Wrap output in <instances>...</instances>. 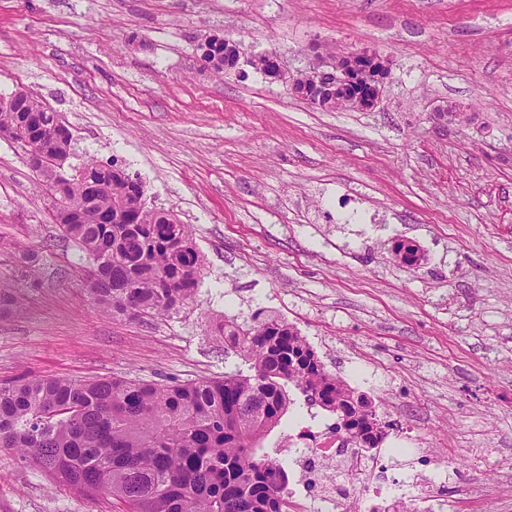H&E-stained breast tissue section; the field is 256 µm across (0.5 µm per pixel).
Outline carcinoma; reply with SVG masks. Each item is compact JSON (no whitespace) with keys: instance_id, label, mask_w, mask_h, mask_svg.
<instances>
[{"instance_id":"1","label":"carcinoma","mask_w":512,"mask_h":512,"mask_svg":"<svg viewBox=\"0 0 512 512\" xmlns=\"http://www.w3.org/2000/svg\"><path fill=\"white\" fill-rule=\"evenodd\" d=\"M217 76L238 68L240 43L209 42ZM35 146V171L59 196L55 222L85 253L88 294L114 318L169 316L193 304L202 259L191 226L147 203L142 181L94 160L64 165L73 135L57 113L25 94L0 109V134ZM106 181V188L94 185ZM22 298L0 283V314ZM239 360L222 378L158 384L130 378H22L0 386V448H11L64 487L122 502L126 512H289L288 465L264 441L288 414L294 387L336 414L356 448L380 447L390 424L367 395L330 373L298 330L257 312L221 325Z\"/></svg>"}]
</instances>
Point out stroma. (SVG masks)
I'll return each instance as SVG.
<instances>
[{
  "mask_svg": "<svg viewBox=\"0 0 512 512\" xmlns=\"http://www.w3.org/2000/svg\"><path fill=\"white\" fill-rule=\"evenodd\" d=\"M209 34L275 56L281 77H214ZM364 47L392 64L372 111L292 93L316 53ZM18 90L69 125L70 165L118 161L192 225L203 267L189 308L103 315L0 136V239L39 267L0 315V383L220 376L237 358L215 323L261 310L393 423L385 482L424 450L452 475L444 512H512V0H0V96ZM397 237L419 263L394 257ZM0 512L125 509L0 448Z\"/></svg>",
  "mask_w": 512,
  "mask_h": 512,
  "instance_id": "35a3bbf8",
  "label": "stroma"
}]
</instances>
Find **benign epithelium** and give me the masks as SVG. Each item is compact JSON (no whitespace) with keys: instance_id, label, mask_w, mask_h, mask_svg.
I'll return each instance as SVG.
<instances>
[{"instance_id":"7a95c632","label":"benign epithelium","mask_w":512,"mask_h":512,"mask_svg":"<svg viewBox=\"0 0 512 512\" xmlns=\"http://www.w3.org/2000/svg\"><path fill=\"white\" fill-rule=\"evenodd\" d=\"M389 77V63L377 52L364 49L328 58L318 55L316 63L292 83L295 93L316 92V106L336 102L346 108L373 109Z\"/></svg>"}]
</instances>
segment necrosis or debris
I'll return each mask as SVG.
<instances>
[{"instance_id":"1","label":"necrosis or debris","mask_w":512,"mask_h":512,"mask_svg":"<svg viewBox=\"0 0 512 512\" xmlns=\"http://www.w3.org/2000/svg\"><path fill=\"white\" fill-rule=\"evenodd\" d=\"M298 479L288 491L294 512H305L315 502L317 512H366L368 506L392 507L404 500L410 505L436 504L434 490L442 478L434 471L416 472L411 480L416 493L384 491L379 483V453L353 451L335 425L303 422L282 442Z\"/></svg>"}]
</instances>
